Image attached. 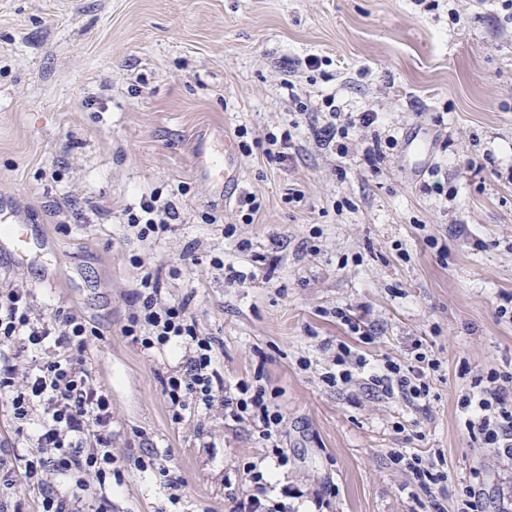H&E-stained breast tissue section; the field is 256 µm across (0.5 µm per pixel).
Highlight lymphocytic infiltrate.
Instances as JSON below:
<instances>
[{
	"mask_svg": "<svg viewBox=\"0 0 512 512\" xmlns=\"http://www.w3.org/2000/svg\"><path fill=\"white\" fill-rule=\"evenodd\" d=\"M125 216L143 236L169 231L175 218L170 205L154 194L142 197ZM135 304L125 335L140 336L149 349L175 343L185 349L184 364L171 370L163 383L174 419L183 421L196 406L226 408L233 422L255 429L278 466H286L288 457L280 446L285 417L271 407L260 377L226 382L214 367L213 336L199 329L187 303L163 301L151 268L140 273ZM96 333L70 310L57 309L50 318L34 316L29 289L0 287V395L7 399L16 433L30 436L22 474L40 492V512H91L83 496L90 481L103 487L124 477L112 452L111 398L86 355L88 340ZM21 358L27 361L22 371L16 365ZM434 367V360L419 352L409 362L389 359L374 369L342 343L336 368L325 380L340 389L357 382L377 395L398 396L423 410L430 400L427 373ZM460 406L468 414L473 438L511 459L512 371L473 375ZM50 469L69 478L71 494H61L45 481L43 474ZM244 473L253 492L237 499L234 512H290L283 501H264L268 483L256 464H249Z\"/></svg>",
	"mask_w": 512,
	"mask_h": 512,
	"instance_id": "1",
	"label": "lymphocytic infiltrate"
}]
</instances>
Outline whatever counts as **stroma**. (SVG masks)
I'll return each mask as SVG.
<instances>
[{"label": "stroma", "mask_w": 512, "mask_h": 512, "mask_svg": "<svg viewBox=\"0 0 512 512\" xmlns=\"http://www.w3.org/2000/svg\"><path fill=\"white\" fill-rule=\"evenodd\" d=\"M330 94L376 121L322 141ZM285 130L288 160L268 161L267 134ZM202 135L249 145L242 196L223 201L193 176ZM426 161L442 194L418 170ZM153 192L176 218L143 240L125 211ZM1 196L34 214L47 246L21 267L1 255L0 282L30 288L39 314L72 309L98 330L87 354L125 465L103 493L108 512H168L162 477L139 467L149 452L182 477L183 512H233L257 461L296 492L295 512L314 495L324 512H414L393 451L442 461L445 512L469 484L489 512H512V461L481 447L458 405L464 369L512 368V320L499 314L512 297V16L498 0H0ZM215 256L256 279L229 283ZM143 263L166 301H189L226 379L262 374L286 418L287 466L221 409L173 421L163 380L183 347L123 333ZM342 342L374 360L422 345L438 364L430 417L326 385Z\"/></svg>", "instance_id": "stroma-1"}]
</instances>
